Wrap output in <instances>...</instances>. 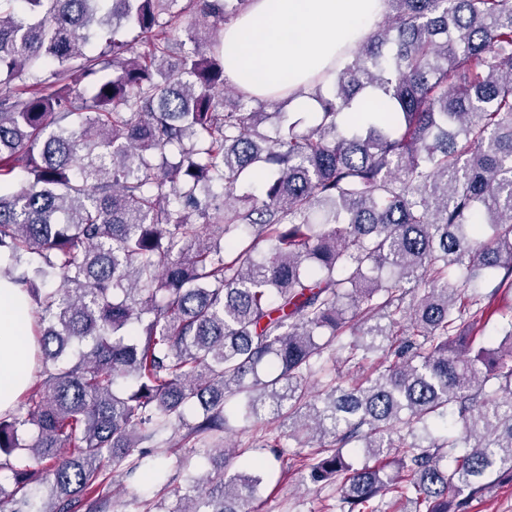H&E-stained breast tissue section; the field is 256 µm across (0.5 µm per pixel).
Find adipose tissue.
I'll list each match as a JSON object with an SVG mask.
<instances>
[{
    "label": "adipose tissue",
    "instance_id": "obj_1",
    "mask_svg": "<svg viewBox=\"0 0 512 512\" xmlns=\"http://www.w3.org/2000/svg\"><path fill=\"white\" fill-rule=\"evenodd\" d=\"M381 0H251L224 29V75L266 97L296 91L298 111H312L302 92L332 69L340 53L377 25ZM30 297L0 275V413L13 409L31 381L35 342Z\"/></svg>",
    "mask_w": 512,
    "mask_h": 512
}]
</instances>
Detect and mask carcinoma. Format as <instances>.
Instances as JSON below:
<instances>
[{
    "label": "carcinoma",
    "instance_id": "cac0c4a2",
    "mask_svg": "<svg viewBox=\"0 0 512 512\" xmlns=\"http://www.w3.org/2000/svg\"><path fill=\"white\" fill-rule=\"evenodd\" d=\"M104 2L0 0V274L28 290L41 352L0 415V512L34 483L50 494L32 512H106L124 463L170 487L156 449L174 419L211 440V469L145 512H247L265 464L224 442L234 399L330 439L307 469L340 483L339 512L407 495L454 512L448 495L512 474V319L495 347L473 336L512 292V0H382L313 80V124L276 137L260 126L283 113L224 77L222 31L250 0H186L190 50L177 0ZM375 93L384 111H353ZM347 332L350 367L359 336L390 354L309 395ZM430 422L448 437L424 446Z\"/></svg>",
    "mask_w": 512,
    "mask_h": 512
}]
</instances>
